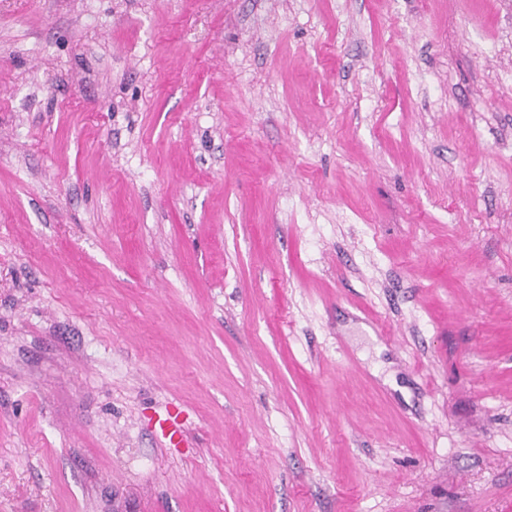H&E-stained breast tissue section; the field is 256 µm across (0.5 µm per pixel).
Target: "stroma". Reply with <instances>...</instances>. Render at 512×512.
<instances>
[{"label": "stroma", "mask_w": 512, "mask_h": 512, "mask_svg": "<svg viewBox=\"0 0 512 512\" xmlns=\"http://www.w3.org/2000/svg\"><path fill=\"white\" fill-rule=\"evenodd\" d=\"M0 512H512V0H0Z\"/></svg>", "instance_id": "stroma-1"}]
</instances>
